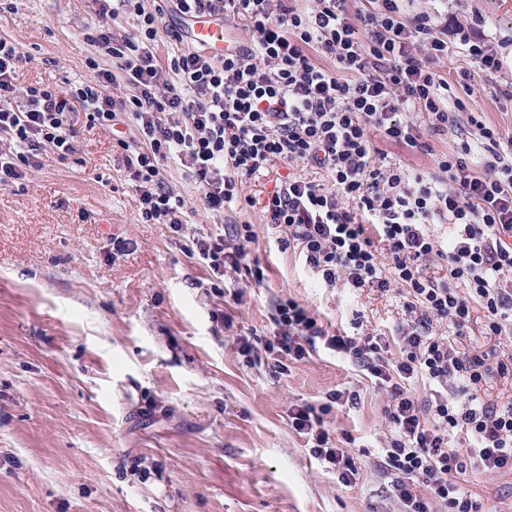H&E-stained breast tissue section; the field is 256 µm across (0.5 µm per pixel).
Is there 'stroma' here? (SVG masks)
Returning a JSON list of instances; mask_svg holds the SVG:
<instances>
[{
	"instance_id": "1",
	"label": "stroma",
	"mask_w": 512,
	"mask_h": 512,
	"mask_svg": "<svg viewBox=\"0 0 512 512\" xmlns=\"http://www.w3.org/2000/svg\"><path fill=\"white\" fill-rule=\"evenodd\" d=\"M413 5L482 14L505 61L481 72L449 38L436 70L466 108L433 141L435 153L469 131L472 112L512 137V100L501 94L512 80V0ZM96 9L93 0H15L0 12V37L24 55L20 86L92 79L86 36ZM42 163L0 186V512H399L378 466L385 391L322 349L276 372L270 359L239 355L212 320L224 311L260 347L275 329L276 301L291 297L331 330L381 336L403 317L398 298L324 287L297 252L280 248L259 209L211 218L172 160L163 170L185 200L182 234L139 223L111 131L80 127L74 155ZM244 222L256 234L249 256L267 277L237 304L212 292L208 269L184 246ZM117 241L126 249L114 250ZM335 389L358 396L325 417L331 437L350 435L363 462L349 486L288 422L292 405L325 403ZM465 487L486 512H512V473L477 474Z\"/></svg>"
}]
</instances>
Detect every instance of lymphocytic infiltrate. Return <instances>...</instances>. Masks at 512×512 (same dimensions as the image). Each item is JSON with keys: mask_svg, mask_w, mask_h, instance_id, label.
Instances as JSON below:
<instances>
[{"mask_svg": "<svg viewBox=\"0 0 512 512\" xmlns=\"http://www.w3.org/2000/svg\"><path fill=\"white\" fill-rule=\"evenodd\" d=\"M117 0L100 4L89 34L100 55L121 59L119 71L99 67L88 82L65 88L17 84L22 59L0 37V186L26 178L55 154L76 151L77 122L111 130L138 198L145 224L183 229L184 201L166 182L162 164L176 158L202 191L215 217L236 202L260 207L280 234L282 248L297 247L325 287L344 285L380 295L401 290L404 317L391 344L329 333L294 299L279 300L276 328L263 345L276 364L301 361L317 349L347 357L384 389L390 436L380 466L391 477L401 512H482L460 486L469 473H512V402L478 397L494 378L512 379V353L463 352L476 310L485 333L512 326V140L471 117V131L451 151L433 154L447 135L452 110L448 82L434 70L456 34L480 70L501 71L503 59L488 42L486 20L448 23L427 10L407 13L401 0ZM184 19L210 16L245 32L223 58L187 50L160 65L154 52L166 11ZM132 18L135 31L116 36L112 22ZM127 85L129 100L115 99ZM422 114L416 124L413 114ZM130 120L135 138L123 136ZM434 156V172L413 173L388 161L370 133ZM323 172L325 183L289 174L264 200L243 196V181L268 175L274 162ZM448 225V240L433 227ZM252 225L192 240L188 255L216 282L242 273L262 282L248 265ZM447 325L451 336L437 334ZM429 392L418 397L413 387ZM331 404H295L292 428L310 454L341 485L361 468L348 449L335 446L324 427L332 405L353 403L336 389ZM463 440L453 448L450 438ZM428 490L420 495L414 489Z\"/></svg>", "mask_w": 512, "mask_h": 512, "instance_id": "lymphocytic-infiltrate-1", "label": "lymphocytic infiltrate"}]
</instances>
